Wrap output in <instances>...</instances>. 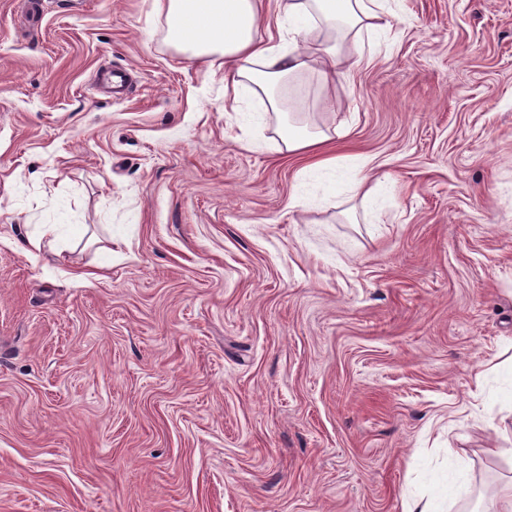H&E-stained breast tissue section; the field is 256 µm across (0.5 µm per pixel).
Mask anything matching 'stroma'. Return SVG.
Returning a JSON list of instances; mask_svg holds the SVG:
<instances>
[{
  "label": "stroma",
  "instance_id": "35a3bbf8",
  "mask_svg": "<svg viewBox=\"0 0 512 512\" xmlns=\"http://www.w3.org/2000/svg\"><path fill=\"white\" fill-rule=\"evenodd\" d=\"M0 0V512H402L512 479V0H390L318 126L395 189L289 208L165 0ZM125 71V98L94 87ZM61 254L21 251L43 225ZM462 468L461 458L454 449L449 448L443 466L430 482L427 498L406 501L404 512H443L441 507L444 501L454 494L460 484Z\"/></svg>",
  "mask_w": 512,
  "mask_h": 512
}]
</instances>
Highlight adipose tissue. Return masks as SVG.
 Returning a JSON list of instances; mask_svg holds the SVG:
<instances>
[{
    "mask_svg": "<svg viewBox=\"0 0 512 512\" xmlns=\"http://www.w3.org/2000/svg\"><path fill=\"white\" fill-rule=\"evenodd\" d=\"M276 31L258 37L264 0H168L167 41L192 56L219 55L224 65V97L237 103V121L243 131L262 122V115L241 109L246 88L267 94L271 109L280 101L272 91L284 78L305 73L316 76L323 89L338 76L372 64L375 51L365 50L363 33L390 29L387 0H276ZM333 37L313 43L306 35L319 27ZM277 150L300 154L307 162L295 175L288 205L308 211L328 210L333 202L362 198L364 214L379 219L394 189L389 175L375 171L371 157L335 152L331 142L348 135L339 126L327 132L308 122H278ZM462 460L448 452L429 485L427 497L407 501L404 512H442V505L458 488Z\"/></svg>",
    "mask_w": 512,
    "mask_h": 512,
    "instance_id": "1",
    "label": "adipose tissue"
}]
</instances>
